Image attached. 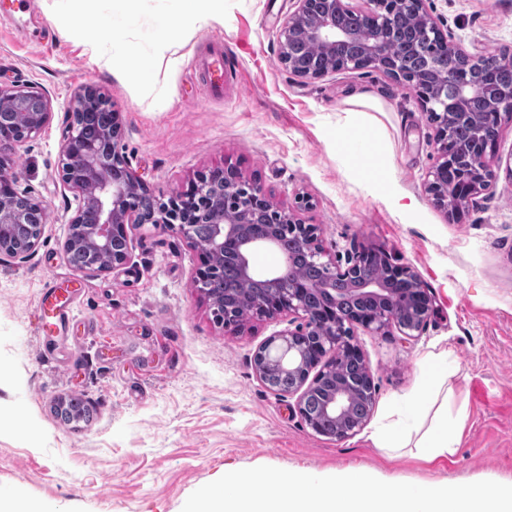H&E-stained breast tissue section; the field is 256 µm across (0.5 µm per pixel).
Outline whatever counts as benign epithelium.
I'll use <instances>...</instances> for the list:
<instances>
[{
	"mask_svg": "<svg viewBox=\"0 0 512 512\" xmlns=\"http://www.w3.org/2000/svg\"><path fill=\"white\" fill-rule=\"evenodd\" d=\"M294 11L288 14L278 35V60L293 75L319 79L329 73L323 68L297 71L288 59V44L296 39L320 46L341 70L375 69L402 83L418 99L428 119L436 125L437 162L430 172L428 193L435 203L458 218L461 207L448 204V188H453L458 200H468L477 194L490 192L495 175L487 157L494 154L502 119L512 120V85L499 87L494 93L493 112L489 121L476 135L475 146L467 157H461L457 145L448 138L447 117L452 112L465 116L468 102L485 90L484 78L496 66L487 57L474 59L459 45L448 40L434 18L424 7V0H362L354 8L349 0H295ZM414 10L419 26L413 35L404 33L391 17L397 5ZM357 12L376 35L364 38L358 33L336 25V15ZM434 38L448 55L459 57L464 67L473 72L467 78L448 75L446 85L432 90L426 87L421 74L404 77L399 65L402 57L416 49L421 37ZM37 104L36 110L25 113L26 120L18 133L0 132V213L11 207L17 191V177L3 173V161L18 146L38 134L52 118V102L36 87L16 85L0 88V106ZM62 181L82 196V202L71 218V227L86 225L83 236L94 249L111 247L122 239L125 247L112 259L110 269L124 265L129 259V227L152 223L181 235L199 253L193 287L206 292L207 284L217 273L213 258L221 256L237 264L240 276L261 286L276 289L272 294L247 300L253 314L276 318L288 313L301 323L263 343L254 356L259 378L268 381L271 371H286L296 376L290 392L298 395L297 408L304 420H309L306 401L316 392L323 393L322 414L339 423L332 438L340 441L361 429L364 422L350 420L354 383L337 375L338 363L347 356L363 359L359 346L353 342L354 329L362 327L376 335H384L396 325L410 339L412 332L421 330L435 311L434 300L410 269L395 264L382 249H363L353 255L346 268L325 259L326 252L319 242V227L307 224L297 211L275 205L264 188L243 178L232 167L222 170L224 197H210L209 187L214 173H202L189 187L168 200L157 199L156 216L143 217L137 206V195L145 190L141 178L128 165L118 148V137L109 135L98 144L81 141L74 125L67 127L62 143ZM286 227L297 233L304 254L323 262L335 277L354 280V291L374 297L377 309L372 311H339L341 300L336 289L324 288L323 306L315 312L307 309V285L290 274L293 260L282 255V265L265 273L256 272L251 264L253 251L276 249L279 233ZM403 278L413 283L414 298L410 312L414 319L401 320L400 311L389 303L391 289L386 278ZM315 376H310L312 370Z\"/></svg>",
	"mask_w": 512,
	"mask_h": 512,
	"instance_id": "7a95c632",
	"label": "benign epithelium"
}]
</instances>
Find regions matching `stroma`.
I'll return each mask as SVG.
<instances>
[{
  "instance_id": "stroma-1",
  "label": "stroma",
  "mask_w": 512,
  "mask_h": 512,
  "mask_svg": "<svg viewBox=\"0 0 512 512\" xmlns=\"http://www.w3.org/2000/svg\"><path fill=\"white\" fill-rule=\"evenodd\" d=\"M73 0H38L31 15L0 22V84L32 83L52 101L50 123L8 162L17 188L42 200L47 221L24 260L0 256V490L39 512H182L199 487L224 474L271 466L332 476L346 468L385 482L512 481V177L497 169L495 191L449 217L425 190L437 160L435 130L417 99L372 69L307 80L278 61L279 28L293 0H224V20L185 30L182 61L169 70L155 53L156 23L175 0H82L90 17L112 20L121 39L95 26L72 36L54 27ZM442 32L474 57L512 53V0H426ZM135 42L148 79L109 71L123 41ZM219 55L224 91L200 96V59ZM112 102L119 150L149 193L168 199L199 175L231 166L284 208L318 225L328 259L345 263L381 248L411 268L435 312L415 337L356 330L375 405L355 435L336 441L302 419L296 395L270 389L254 355L296 319L252 317L227 329L193 286L197 252L179 234L149 224L130 230L127 264L74 269L64 251L79 199L61 180V147L83 87ZM379 110L352 112L358 91ZM369 129L374 164L355 167L341 139ZM69 285L63 331L44 332V281ZM448 351L457 371L449 412L468 415L457 454L427 461L414 449L387 452L370 436L390 409L423 392L422 359ZM78 397L89 420L53 412Z\"/></svg>"
}]
</instances>
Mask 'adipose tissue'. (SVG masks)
<instances>
[{"label":"adipose tissue","instance_id":"ef3b65f1","mask_svg":"<svg viewBox=\"0 0 512 512\" xmlns=\"http://www.w3.org/2000/svg\"><path fill=\"white\" fill-rule=\"evenodd\" d=\"M178 10L157 27L156 45L159 56L165 57L169 67H177L179 38L184 29L220 22L224 19V0H178ZM426 372L433 383L429 403L434 414L426 429H418L417 403L406 401L397 411L395 426L388 431L373 432L371 439L376 447L394 450L408 446L428 459H445L453 455L459 444L460 434L466 424L467 414L458 411L456 416L448 414V397L452 393L449 384L448 355L431 353L424 359Z\"/></svg>","mask_w":512,"mask_h":512}]
</instances>
